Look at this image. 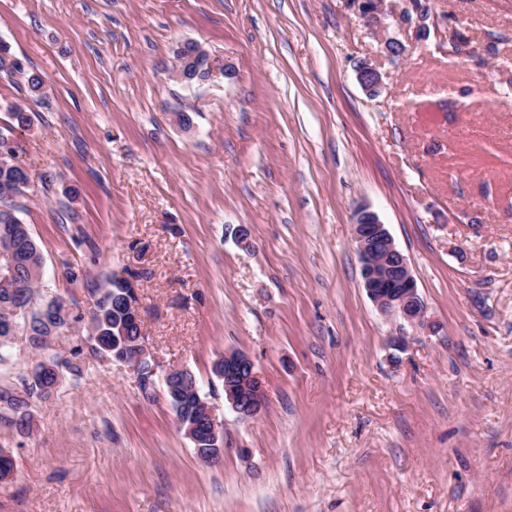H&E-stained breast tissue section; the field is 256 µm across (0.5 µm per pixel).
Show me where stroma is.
I'll use <instances>...</instances> for the list:
<instances>
[{
    "instance_id": "1",
    "label": "stroma",
    "mask_w": 512,
    "mask_h": 512,
    "mask_svg": "<svg viewBox=\"0 0 512 512\" xmlns=\"http://www.w3.org/2000/svg\"><path fill=\"white\" fill-rule=\"evenodd\" d=\"M427 4L421 39L370 31L349 0H0V42L48 90L13 132L40 299L86 313L130 278L155 362L144 388L82 355L32 434L1 425L0 512H512V0ZM187 40L229 75L172 79ZM361 207L431 327L368 298ZM231 350L265 382L257 419L211 372ZM174 368L224 424L217 463L178 425ZM357 78L363 90L370 96H378L383 87L382 74L378 68L363 62L357 68Z\"/></svg>"
}]
</instances>
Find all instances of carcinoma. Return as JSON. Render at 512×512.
<instances>
[{"instance_id": "cac0c4a2", "label": "carcinoma", "mask_w": 512, "mask_h": 512, "mask_svg": "<svg viewBox=\"0 0 512 512\" xmlns=\"http://www.w3.org/2000/svg\"><path fill=\"white\" fill-rule=\"evenodd\" d=\"M174 55L180 60L187 82L202 80L208 77L206 71V51L196 42H186L176 48ZM24 75V68L5 47H0V78L14 80ZM28 94L37 102L46 95L45 83L37 75L26 77ZM16 144L10 133L0 130V244L5 237L21 253L26 255L28 264L20 270L18 296L28 303H33V287L40 284L44 268L42 252L32 236L29 225L18 216L15 199L23 195L28 170L15 161ZM125 292L124 282L113 279L109 287L102 289L96 299L94 310L90 314L89 324L93 332L87 340L93 341L91 351L98 357L105 355L111 361L129 360L134 354V347L139 342L137 327L129 322L127 309L121 301ZM19 327L29 331L32 336L45 335L46 323L37 309L31 310L26 319L18 320ZM190 385L186 387L184 400H178L174 394H168L169 401L176 416L182 422L195 423L200 434H205L207 425L203 415V403L207 402L201 395L194 374H189ZM40 389L36 382L25 386L24 393L16 396L13 392L0 390V400L8 397V415H0V423L14 429L21 435L31 431L32 413L30 407L35 399V392Z\"/></svg>"}]
</instances>
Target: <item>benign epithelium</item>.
Returning a JSON list of instances; mask_svg holds the SVG:
<instances>
[{
    "mask_svg": "<svg viewBox=\"0 0 512 512\" xmlns=\"http://www.w3.org/2000/svg\"><path fill=\"white\" fill-rule=\"evenodd\" d=\"M359 16L371 28H380L393 12L405 24H415L428 29L429 8L408 0L400 10L387 6L385 0H353ZM357 78L363 90L377 96L383 87L378 68L363 62L357 68ZM354 242L361 261L363 285L367 295L384 315L403 318L413 327L428 323L426 308L419 298L417 285L406 258L397 249L393 238L378 215L361 207L356 210L353 224ZM18 264L10 250H0V283L6 284L13 277ZM224 397L242 418H255L265 407L267 391L253 360L244 353L231 351L222 356ZM209 436L216 442L218 452L224 450V431L211 406H206Z\"/></svg>",
    "mask_w": 512,
    "mask_h": 512,
    "instance_id": "obj_1",
    "label": "benign epithelium"
}]
</instances>
